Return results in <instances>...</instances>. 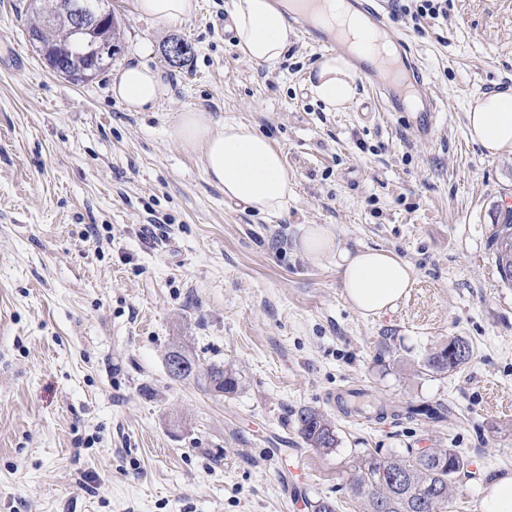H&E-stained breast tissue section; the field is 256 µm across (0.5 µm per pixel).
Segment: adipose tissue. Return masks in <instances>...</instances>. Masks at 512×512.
<instances>
[{
  "label": "adipose tissue",
  "mask_w": 512,
  "mask_h": 512,
  "mask_svg": "<svg viewBox=\"0 0 512 512\" xmlns=\"http://www.w3.org/2000/svg\"><path fill=\"white\" fill-rule=\"evenodd\" d=\"M132 5L139 16L164 24L186 20L197 10V0H132ZM233 21L236 45L252 62L275 66L293 43V29L270 0H236ZM313 71L311 92L329 108H341L354 97L355 73L342 55H322ZM110 90L127 111L148 112L165 88L156 70L138 63L114 74ZM466 118L471 140L487 155L512 153V88L475 98ZM169 136L201 153L207 180L223 189L226 199L269 217L287 210L294 181L281 151L254 125L218 126L205 110L192 109L176 117ZM299 249L314 260H335L346 298L364 316L392 309L414 282L412 266L394 252L340 247L330 224L305 225Z\"/></svg>",
  "instance_id": "1"
}]
</instances>
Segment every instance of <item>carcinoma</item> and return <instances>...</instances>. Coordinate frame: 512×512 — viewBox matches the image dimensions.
<instances>
[{
	"label": "carcinoma",
	"mask_w": 512,
	"mask_h": 512,
	"mask_svg": "<svg viewBox=\"0 0 512 512\" xmlns=\"http://www.w3.org/2000/svg\"><path fill=\"white\" fill-rule=\"evenodd\" d=\"M119 22L116 18L87 34L79 41L68 16L67 0H50L41 8L38 23L31 26L28 36L39 44L48 67L59 76L74 82L83 81L105 69L112 57L93 59L87 54L86 42L112 43ZM488 246L495 255L502 281L511 286L512 275V214L493 225ZM460 345L464 354L448 357V348ZM471 342L456 336L448 345L432 352L423 360V368L439 374L458 369L472 357ZM178 360L187 365L185 378L219 395L234 394L239 389L237 372L230 365L215 362L203 364L183 347L169 351L166 362ZM441 404L408 405V418L437 422L442 419ZM297 430L305 444L331 451L338 445L335 425L323 413L303 407L296 413ZM464 467L462 454L455 448L408 449L404 454L361 459L353 489L362 500L363 512H444L448 508L451 484Z\"/></svg>",
	"instance_id": "obj_1"
}]
</instances>
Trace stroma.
<instances>
[{"label":"stroma","mask_w":512,"mask_h":512,"mask_svg":"<svg viewBox=\"0 0 512 512\" xmlns=\"http://www.w3.org/2000/svg\"><path fill=\"white\" fill-rule=\"evenodd\" d=\"M198 2L169 25L109 0L122 21L112 65L77 83L30 43L31 0H0V512H310L319 498L361 512L362 456L409 448L460 451L449 512H481L487 483L512 473V287L488 247L512 211V155L473 144L465 112L512 87V0H448L444 20L391 0L442 106L430 136L410 115L366 109L362 80L345 109L327 108L308 82L319 47L250 62L224 34L235 0ZM173 38L194 47L177 68ZM136 62L165 87L150 112L110 91ZM195 108L281 150L296 183L286 213L207 182L201 155L168 136ZM305 224L394 251L413 288L362 316L333 263L297 252ZM456 336L472 343L466 366L421 369ZM177 340L234 365L238 391L173 379ZM350 387L387 415H343ZM422 402L447 405L445 418L401 417ZM305 406L332 420L337 449L303 442Z\"/></svg>","instance_id":"35a3bbf8"}]
</instances>
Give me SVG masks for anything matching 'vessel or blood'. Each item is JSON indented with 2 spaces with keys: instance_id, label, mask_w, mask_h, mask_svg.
I'll list each match as a JSON object with an SVG mask.
<instances>
[{
  "instance_id": "vessel-or-blood-1",
  "label": "vessel or blood",
  "mask_w": 512,
  "mask_h": 512,
  "mask_svg": "<svg viewBox=\"0 0 512 512\" xmlns=\"http://www.w3.org/2000/svg\"><path fill=\"white\" fill-rule=\"evenodd\" d=\"M298 2L302 6L301 11L288 16L298 36L326 50L348 53L346 35L339 26L323 25L311 19L310 14L319 0ZM344 2L352 12L363 16L370 30L387 34L400 54L396 63L373 54L351 55L350 62L368 83L378 111L415 113L422 134L430 135L436 123L438 102L431 83L417 59L412 57L405 39L390 31L385 0Z\"/></svg>"
}]
</instances>
